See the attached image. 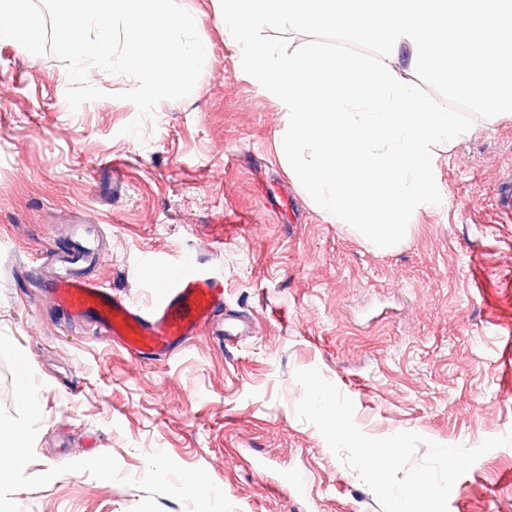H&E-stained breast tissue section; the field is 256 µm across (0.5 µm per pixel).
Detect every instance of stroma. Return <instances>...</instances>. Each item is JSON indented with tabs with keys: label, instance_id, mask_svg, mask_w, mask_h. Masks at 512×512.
Segmentation results:
<instances>
[{
	"label": "stroma",
	"instance_id": "stroma-1",
	"mask_svg": "<svg viewBox=\"0 0 512 512\" xmlns=\"http://www.w3.org/2000/svg\"><path fill=\"white\" fill-rule=\"evenodd\" d=\"M178 2L197 16L210 65L188 97L156 106L139 139L121 132L139 114L122 98L133 78L91 68L105 96L73 111L64 62L0 43V331L41 383L26 472L108 453L138 477L162 450L205 468L236 512H382L297 418L293 373L318 368L374 437L412 431L474 447L512 431V218L495 195L512 170V119H477L440 147V204L378 251L290 174L277 147L287 114L243 71L214 0ZM109 156L129 162L116 198L98 170ZM82 215L104 227L95 278L147 305L159 268L199 252L228 307L253 316L252 334H204L174 358L143 361L66 326L38 297L34 268ZM144 496L70 472L14 499L22 512H130ZM448 512H512V446L456 481Z\"/></svg>",
	"mask_w": 512,
	"mask_h": 512
}]
</instances>
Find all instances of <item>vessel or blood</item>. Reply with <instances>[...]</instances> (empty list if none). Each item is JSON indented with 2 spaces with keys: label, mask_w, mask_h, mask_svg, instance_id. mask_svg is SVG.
Masks as SVG:
<instances>
[{
  "label": "vessel or blood",
  "mask_w": 512,
  "mask_h": 512,
  "mask_svg": "<svg viewBox=\"0 0 512 512\" xmlns=\"http://www.w3.org/2000/svg\"><path fill=\"white\" fill-rule=\"evenodd\" d=\"M102 247V228L78 225L69 249L49 252L35 286L68 326L92 327L98 338L132 357L163 360L185 349L202 331L243 336L250 324L224 308V284L190 252L159 270L147 306L91 277L86 268Z\"/></svg>",
  "instance_id": "obj_1"
}]
</instances>
